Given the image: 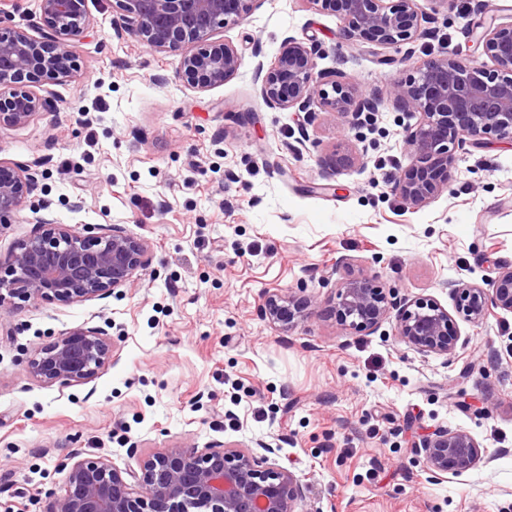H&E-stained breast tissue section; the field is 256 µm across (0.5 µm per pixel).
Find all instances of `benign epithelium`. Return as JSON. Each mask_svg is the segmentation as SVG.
<instances>
[{"label": "benign epithelium", "mask_w": 512, "mask_h": 512, "mask_svg": "<svg viewBox=\"0 0 512 512\" xmlns=\"http://www.w3.org/2000/svg\"><path fill=\"white\" fill-rule=\"evenodd\" d=\"M120 30L156 51L182 47L183 77L205 90L237 74L242 61L215 32L243 18L254 0H115ZM336 13L345 35L392 48L426 35L416 0H306ZM35 38L22 29L0 30V87L21 84L36 72L66 81L78 71L74 44L83 37L87 0H38ZM476 45L490 63L476 64L442 54L422 61L416 76L396 81L390 100L419 115L405 135L413 162L402 169L396 192L411 208H421L448 188V170L466 147L492 140L512 141V25H478ZM316 48L286 39L273 64H258L261 93L272 109L304 113L312 122L318 104L355 125L378 110L380 100L359 94L349 79L315 72ZM51 101L28 91L0 97V124L25 125ZM40 162L0 165V224L21 209L36 185ZM38 230L18 240L0 261V309H16L31 300L70 303L101 299L139 279L151 262L147 240L116 224H59L35 218ZM459 296L457 313L478 323L496 308L512 312V268L488 280L487 287L458 279L448 283ZM342 326L373 331L395 316L399 338L420 353L450 355L456 338L452 319L435 299L419 297L399 304L373 280L352 276L337 292ZM303 312L291 295L268 292L260 313L286 327ZM111 340L101 327H79L38 350L28 361L32 377L47 386L85 384L109 363ZM424 456L427 479L440 483L482 459V450L466 430L442 429L416 444ZM281 445L257 440L255 448L172 447L147 456L139 470L122 471L104 456L75 452L64 494L46 512H297L303 485L276 463Z\"/></svg>", "instance_id": "1"}]
</instances>
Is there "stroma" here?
<instances>
[{"label":"stroma","instance_id":"stroma-1","mask_svg":"<svg viewBox=\"0 0 512 512\" xmlns=\"http://www.w3.org/2000/svg\"><path fill=\"white\" fill-rule=\"evenodd\" d=\"M488 2L416 0L434 35L402 62L307 0H255L216 33L241 53L237 74L199 90L182 77V49L116 34L114 0H88L81 70L23 83L56 111L0 127L1 163L45 160L26 208L0 224V258L41 210L121 225L150 242L152 262L106 298L0 314V512H45L77 450L133 470L171 446L258 438L279 440V464L305 489L299 512H512V313L466 322L448 286L512 266V143L470 148L447 190L406 208L395 182L416 118L387 98L441 53L485 62L470 23H512V0ZM288 37L380 98L366 125L322 111L304 126L265 104L254 68ZM353 275L435 298L454 315V353L417 352L391 319L343 330L337 291ZM274 290L306 302L285 330L260 314ZM83 326L108 331L109 364L85 384L34 380V352ZM444 428L469 431L484 458L433 483L414 445Z\"/></svg>","mask_w":512,"mask_h":512}]
</instances>
